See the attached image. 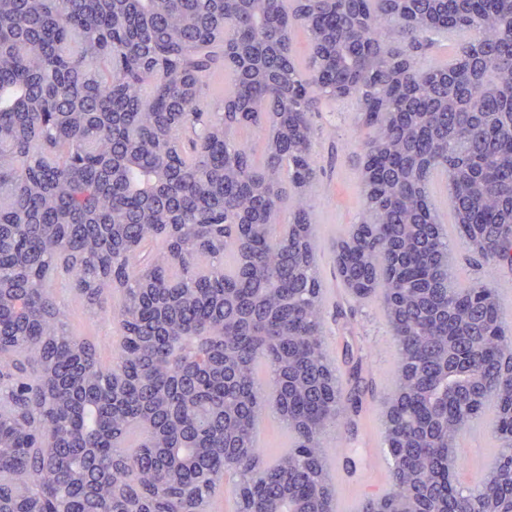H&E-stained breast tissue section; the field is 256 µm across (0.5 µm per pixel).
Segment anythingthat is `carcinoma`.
Segmentation results:
<instances>
[{"mask_svg": "<svg viewBox=\"0 0 512 512\" xmlns=\"http://www.w3.org/2000/svg\"><path fill=\"white\" fill-rule=\"evenodd\" d=\"M439 37L448 60L423 62ZM333 104L363 132L336 270L377 299L397 351L391 489L359 512H512L505 442L471 488L448 459L481 423L512 429L500 294L461 282L451 246L512 264V0H0V225L24 215L59 239L20 232L35 288L0 315L25 331L0 335L3 508L23 493L93 512L98 484L112 512L128 509L112 485L148 512H203L230 478L235 512H331L327 427L368 391L362 360L342 382L323 347L313 115ZM98 224L112 247H88ZM56 283L90 320L112 303L109 359ZM79 357L91 390L53 406L45 362ZM270 414L288 434L271 461Z\"/></svg>", "mask_w": 512, "mask_h": 512, "instance_id": "1", "label": "carcinoma"}]
</instances>
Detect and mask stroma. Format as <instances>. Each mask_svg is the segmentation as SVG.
Wrapping results in <instances>:
<instances>
[{
    "label": "stroma",
    "mask_w": 512,
    "mask_h": 512,
    "mask_svg": "<svg viewBox=\"0 0 512 512\" xmlns=\"http://www.w3.org/2000/svg\"><path fill=\"white\" fill-rule=\"evenodd\" d=\"M319 132L315 142V160L321 172V187L314 199L318 218L328 224L354 223L361 207L358 182L360 133L349 112L324 111L315 118ZM324 281L332 287L325 307V338L335 348L334 363L339 377L348 373V358L363 359L364 375L372 389L365 399V413L353 426L336 422L327 430L329 445L341 448L342 454L332 460L334 475L354 478L364 470L371 451L366 431L367 411L381 409L388 393L387 374L394 370L396 348L390 330L382 318L376 301L354 305L335 270L333 245L324 241L317 255Z\"/></svg>",
    "instance_id": "obj_1"
}]
</instances>
